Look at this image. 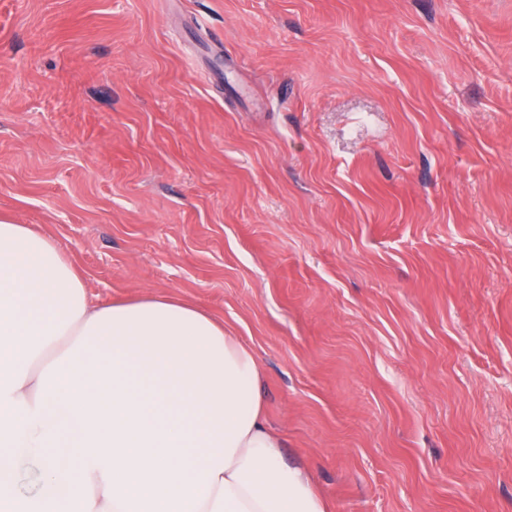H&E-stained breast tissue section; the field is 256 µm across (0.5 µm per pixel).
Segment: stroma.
Returning <instances> with one entry per match:
<instances>
[{"label":"stroma","mask_w":512,"mask_h":512,"mask_svg":"<svg viewBox=\"0 0 512 512\" xmlns=\"http://www.w3.org/2000/svg\"><path fill=\"white\" fill-rule=\"evenodd\" d=\"M0 216L223 320L328 512H512V0H0Z\"/></svg>","instance_id":"stroma-1"}]
</instances>
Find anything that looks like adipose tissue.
<instances>
[{
    "label": "adipose tissue",
    "instance_id": "1",
    "mask_svg": "<svg viewBox=\"0 0 512 512\" xmlns=\"http://www.w3.org/2000/svg\"><path fill=\"white\" fill-rule=\"evenodd\" d=\"M263 408L258 360L222 321L165 295L93 301L53 239L0 218L1 505L325 512ZM40 464L37 460H30L21 465L18 485L22 495L34 494L39 486Z\"/></svg>",
    "mask_w": 512,
    "mask_h": 512
}]
</instances>
